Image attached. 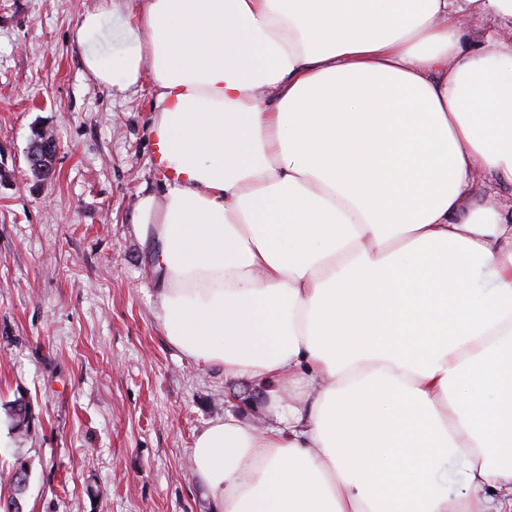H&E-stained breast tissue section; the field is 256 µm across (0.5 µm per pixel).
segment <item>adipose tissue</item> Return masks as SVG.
Instances as JSON below:
<instances>
[{
    "label": "adipose tissue",
    "mask_w": 512,
    "mask_h": 512,
    "mask_svg": "<svg viewBox=\"0 0 512 512\" xmlns=\"http://www.w3.org/2000/svg\"><path fill=\"white\" fill-rule=\"evenodd\" d=\"M71 36L154 85L168 342L268 397L194 441L213 512H512V212L472 198L512 185V0H98ZM114 23V18L113 21L112 18H106L103 21L102 29L95 38L94 45L104 50L120 53L126 48V45L115 33Z\"/></svg>",
    "instance_id": "ef3b65f1"
}]
</instances>
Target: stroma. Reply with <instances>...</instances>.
I'll list each match as a JSON object with an SVG mask.
<instances>
[{"label": "stroma", "mask_w": 512, "mask_h": 512, "mask_svg": "<svg viewBox=\"0 0 512 512\" xmlns=\"http://www.w3.org/2000/svg\"><path fill=\"white\" fill-rule=\"evenodd\" d=\"M95 4L0 0V408L22 395L36 417L23 512H212L195 437L264 396L163 332L133 224L163 192L153 90L115 96L84 72L71 31ZM41 128L58 143L44 180ZM38 133L39 136L33 138L30 144L28 160L34 174L41 179H47L52 173V168H46L44 160L55 156L57 144L53 135L47 130H38Z\"/></svg>", "instance_id": "35a3bbf8"}]
</instances>
